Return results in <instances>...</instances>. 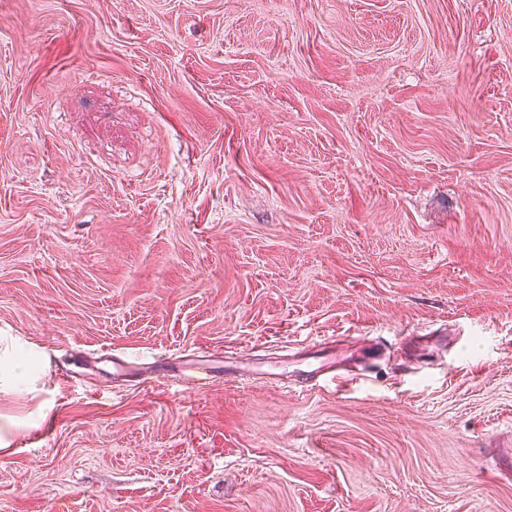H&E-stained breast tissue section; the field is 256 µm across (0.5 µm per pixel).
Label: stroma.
<instances>
[{"label": "stroma", "mask_w": 512, "mask_h": 512, "mask_svg": "<svg viewBox=\"0 0 512 512\" xmlns=\"http://www.w3.org/2000/svg\"><path fill=\"white\" fill-rule=\"evenodd\" d=\"M0 336V512H512V0H0ZM41 378L37 354L23 345L0 347V390L14 389L19 384L36 390L35 383ZM157 363L158 360H156L154 363L149 364L153 365V367L152 370L148 372V369L151 368L150 366L147 367L145 370H142L132 366L131 362L114 359L112 362V368L116 375L131 378L129 381L138 382V384H142L147 381L157 382L158 375L161 372H165L163 373V376H170L172 373L175 372L174 368L168 362H163L160 364Z\"/></svg>", "instance_id": "stroma-1"}]
</instances>
